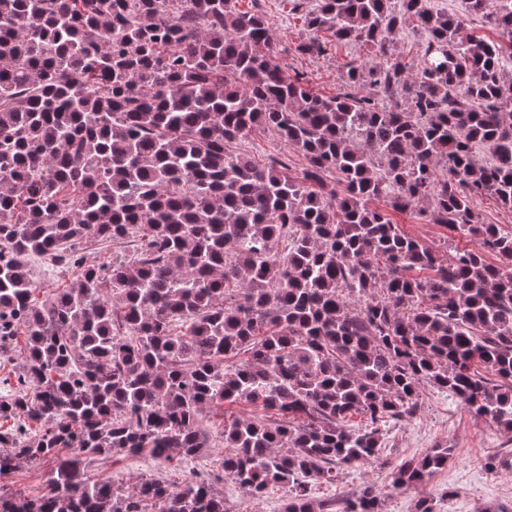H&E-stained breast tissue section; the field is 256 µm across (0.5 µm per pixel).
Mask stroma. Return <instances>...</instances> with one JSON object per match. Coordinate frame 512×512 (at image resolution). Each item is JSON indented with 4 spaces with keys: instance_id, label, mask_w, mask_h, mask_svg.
I'll list each match as a JSON object with an SVG mask.
<instances>
[{
    "instance_id": "35a3bbf8",
    "label": "stroma",
    "mask_w": 512,
    "mask_h": 512,
    "mask_svg": "<svg viewBox=\"0 0 512 512\" xmlns=\"http://www.w3.org/2000/svg\"><path fill=\"white\" fill-rule=\"evenodd\" d=\"M360 52L359 45L340 44L329 56H297L293 63L308 72L317 91L331 94L343 63ZM437 445L451 448L452 456L443 469L417 487L393 490L388 468L373 464L347 470L336 484H314L312 496L317 500L341 499L368 483L380 494L382 512H414L416 501L423 497L432 501L434 512H483L490 505L512 512V468L487 467L490 459L512 456V433L476 420L456 398L425 386L416 414L389 433L386 453L395 462ZM102 468L130 488L153 474L178 483L192 471L217 473L219 457L211 449L178 469L146 455L117 456L104 462ZM223 488L230 512H282L287 497L282 487L271 488L259 500L245 497L232 481H224Z\"/></svg>"
}]
</instances>
